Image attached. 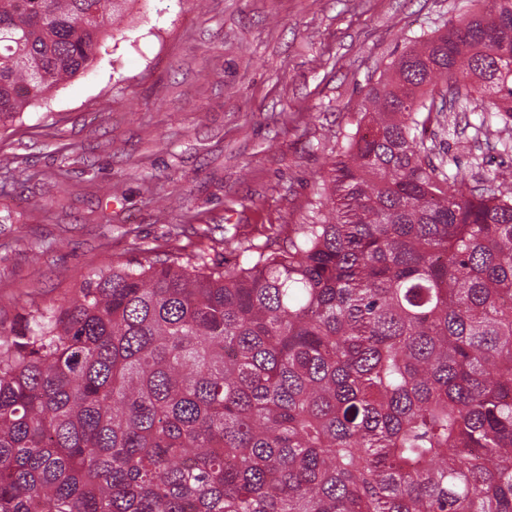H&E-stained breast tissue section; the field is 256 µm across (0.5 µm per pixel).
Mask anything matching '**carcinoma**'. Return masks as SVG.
Instances as JSON below:
<instances>
[{
	"label": "carcinoma",
	"mask_w": 512,
	"mask_h": 512,
	"mask_svg": "<svg viewBox=\"0 0 512 512\" xmlns=\"http://www.w3.org/2000/svg\"><path fill=\"white\" fill-rule=\"evenodd\" d=\"M131 0H0V127ZM408 42L315 221L227 267L114 263L0 331V512H512V174L434 163L432 114L512 150V0Z\"/></svg>",
	"instance_id": "obj_1"
}]
</instances>
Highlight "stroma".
<instances>
[{"label":"stroma","mask_w":512,"mask_h":512,"mask_svg":"<svg viewBox=\"0 0 512 512\" xmlns=\"http://www.w3.org/2000/svg\"><path fill=\"white\" fill-rule=\"evenodd\" d=\"M476 0H132L92 70L0 128V327L92 270L278 247L410 39ZM497 129L449 140L467 181L512 168Z\"/></svg>","instance_id":"stroma-1"}]
</instances>
